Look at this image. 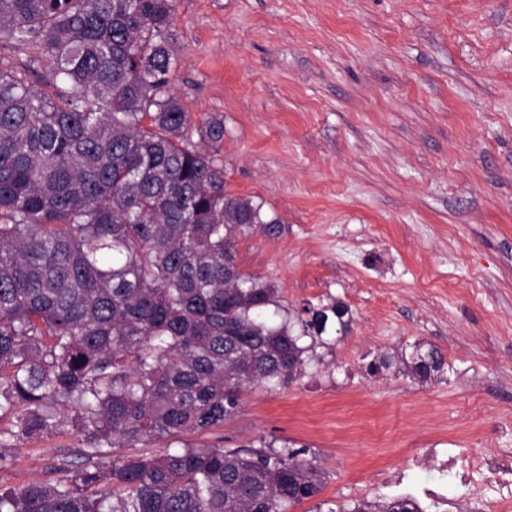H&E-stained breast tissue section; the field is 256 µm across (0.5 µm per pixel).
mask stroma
<instances>
[{"label":"stroma","mask_w":512,"mask_h":512,"mask_svg":"<svg viewBox=\"0 0 512 512\" xmlns=\"http://www.w3.org/2000/svg\"><path fill=\"white\" fill-rule=\"evenodd\" d=\"M171 31V89L193 123L224 119L227 191L283 222L236 246L277 291L269 316L349 309L303 375L185 442L307 448L322 490L288 512L351 505L437 440L512 448V0H177ZM418 342L438 377L369 373ZM84 450L68 424L12 442L0 488Z\"/></svg>","instance_id":"35a3bbf8"}]
</instances>
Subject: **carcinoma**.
<instances>
[{
	"mask_svg": "<svg viewBox=\"0 0 512 512\" xmlns=\"http://www.w3.org/2000/svg\"><path fill=\"white\" fill-rule=\"evenodd\" d=\"M176 0H0V413L7 439L68 419L87 458L224 425L247 384L284 385L308 347L264 313L276 289L236 244L282 220L226 191L224 117L195 125L170 88ZM198 140H193V137ZM312 310L315 344L329 315ZM405 375L445 361L416 346ZM305 449L186 444L62 469L0 492V512H287L322 490ZM329 512H422L411 498Z\"/></svg>",
	"mask_w": 512,
	"mask_h": 512,
	"instance_id": "cac0c4a2",
	"label": "carcinoma"
}]
</instances>
